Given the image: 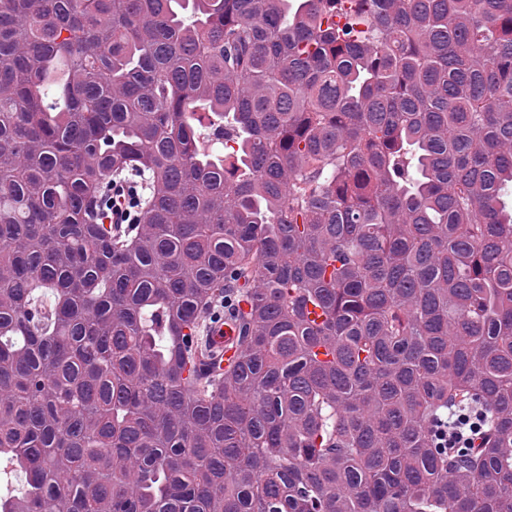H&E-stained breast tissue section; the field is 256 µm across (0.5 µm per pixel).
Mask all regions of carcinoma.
Returning a JSON list of instances; mask_svg holds the SVG:
<instances>
[{
  "instance_id": "carcinoma-1",
  "label": "carcinoma",
  "mask_w": 512,
  "mask_h": 512,
  "mask_svg": "<svg viewBox=\"0 0 512 512\" xmlns=\"http://www.w3.org/2000/svg\"><path fill=\"white\" fill-rule=\"evenodd\" d=\"M510 187L512 0H0V512H512ZM115 184H112V204L114 203V193H116V196L118 197V203L117 200L115 201V205L112 207V210L114 208H121L123 212V221L122 224H136L138 221V215L134 214L131 210L132 207V200L134 196L138 195L137 185L135 182H127L126 187L128 188V191L124 189L123 186H120L118 188H115ZM128 193V198L126 201V205L124 207L125 203V196ZM237 337L236 325L232 322H225L219 324L210 333V344L211 349L215 353H223L224 349H227L226 357L232 358L235 352V347L228 348L233 344Z\"/></svg>"
}]
</instances>
